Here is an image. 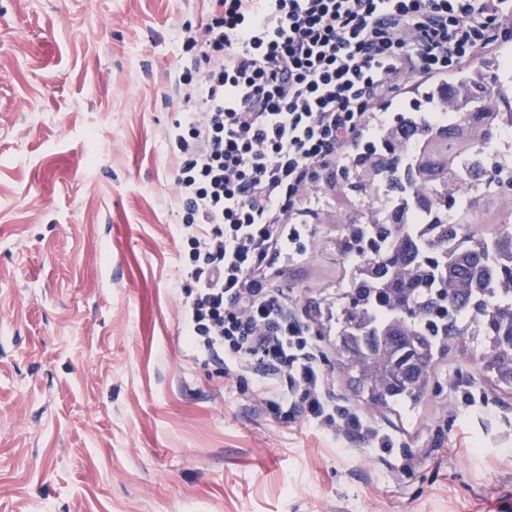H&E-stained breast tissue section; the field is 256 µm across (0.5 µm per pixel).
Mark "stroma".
<instances>
[{"instance_id":"stroma-1","label":"stroma","mask_w":512,"mask_h":512,"mask_svg":"<svg viewBox=\"0 0 512 512\" xmlns=\"http://www.w3.org/2000/svg\"><path fill=\"white\" fill-rule=\"evenodd\" d=\"M208 0H0V512H499L512 501V388L467 337L418 402L355 390L331 311L367 221L363 177L325 174L301 251L267 286L308 326L334 399L405 453L276 417L254 379L192 357L166 135L174 70ZM512 232V192L468 218ZM478 394L467 406L463 396Z\"/></svg>"}]
</instances>
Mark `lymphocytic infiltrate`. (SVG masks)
I'll use <instances>...</instances> for the list:
<instances>
[{"label": "lymphocytic infiltrate", "instance_id": "1", "mask_svg": "<svg viewBox=\"0 0 512 512\" xmlns=\"http://www.w3.org/2000/svg\"><path fill=\"white\" fill-rule=\"evenodd\" d=\"M211 19L185 45L187 91L168 135L174 203L192 290L181 307L189 348L254 378L274 414L325 432L389 435L333 402L302 322L267 284L304 228L322 169L367 129L379 98L404 79L439 81L498 40L512 0H210Z\"/></svg>", "mask_w": 512, "mask_h": 512}]
</instances>
